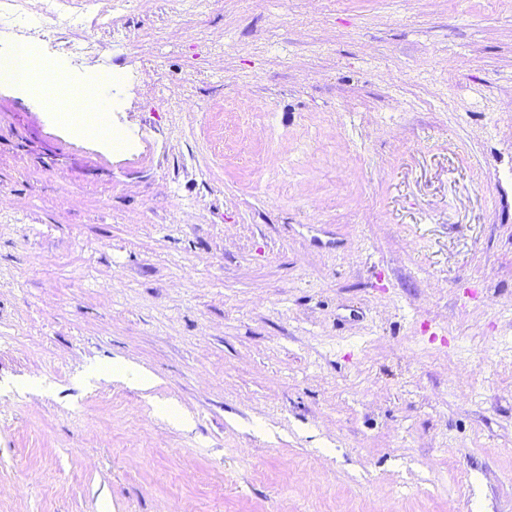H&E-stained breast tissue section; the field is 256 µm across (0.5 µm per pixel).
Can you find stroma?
I'll use <instances>...</instances> for the list:
<instances>
[{
	"label": "stroma",
	"mask_w": 512,
	"mask_h": 512,
	"mask_svg": "<svg viewBox=\"0 0 512 512\" xmlns=\"http://www.w3.org/2000/svg\"><path fill=\"white\" fill-rule=\"evenodd\" d=\"M93 35L134 149L0 83V512H512V0Z\"/></svg>",
	"instance_id": "35a3bbf8"
}]
</instances>
